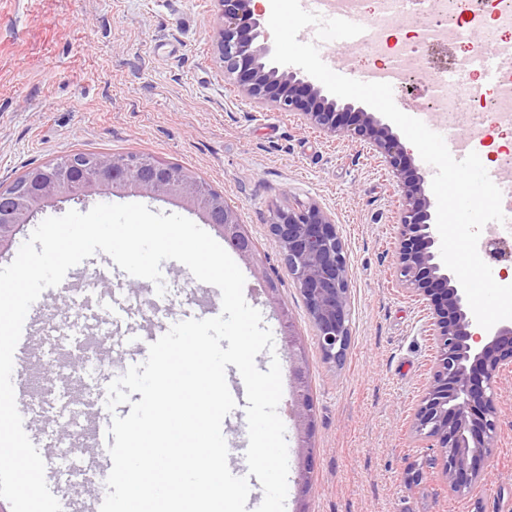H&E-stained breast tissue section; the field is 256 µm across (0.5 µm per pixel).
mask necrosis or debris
<instances>
[{"mask_svg":"<svg viewBox=\"0 0 512 512\" xmlns=\"http://www.w3.org/2000/svg\"><path fill=\"white\" fill-rule=\"evenodd\" d=\"M413 0H336L337 10L363 21H373L369 43L377 59L376 71H389L409 79L427 69L425 48L463 35L477 27L512 28V0H421L431 17L416 31L393 28L392 20L406 14ZM480 56L477 46H467L454 67L440 77L432 92L433 108L444 110L449 120L466 119L472 128L484 124L486 108L512 122V60L503 61L491 98L474 96L467 79Z\"/></svg>","mask_w":512,"mask_h":512,"instance_id":"4bbe7bcc","label":"necrosis or debris"}]
</instances>
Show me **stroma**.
I'll return each mask as SVG.
<instances>
[{
  "label": "stroma",
  "mask_w": 512,
  "mask_h": 512,
  "mask_svg": "<svg viewBox=\"0 0 512 512\" xmlns=\"http://www.w3.org/2000/svg\"><path fill=\"white\" fill-rule=\"evenodd\" d=\"M214 0H0V186L77 151L140 152L182 165L234 207L277 284L275 300L245 276L246 302L274 337L255 358L287 364L283 326L307 350L314 467L300 476L297 431L287 426L286 512H512V365L497 384L498 432L487 480L449 493L425 464L436 447L411 422L436 348L426 314L399 284L394 233L400 193L383 162L302 116L250 100L224 78L214 54ZM364 43L324 41L336 73L364 72ZM315 204L334 219L349 266L351 341L326 360L298 285L269 231L277 209ZM182 263L165 266V294L128 284L159 322L218 311L220 290L194 284ZM422 483L407 487L410 467Z\"/></svg>",
  "instance_id": "obj_1"
}]
</instances>
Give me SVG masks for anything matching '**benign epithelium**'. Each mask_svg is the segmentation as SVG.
I'll return each instance as SVG.
<instances>
[{"mask_svg": "<svg viewBox=\"0 0 512 512\" xmlns=\"http://www.w3.org/2000/svg\"><path fill=\"white\" fill-rule=\"evenodd\" d=\"M215 2L221 19L216 46L225 79L258 103H272L332 136L360 144L380 157L397 179L401 188L394 241L397 273L403 285L429 307L437 344L436 361L416 406L412 431L438 445L434 465L448 491L470 493L483 480L484 464L497 436L496 384L500 368L512 363V323L501 324L484 336L476 333L479 324L466 306L461 284L438 260L430 224L432 202L424 180L389 125L372 112L339 102L307 77L279 68L272 61L267 32L252 8L253 0ZM135 163L134 158L70 157L40 167L7 189L0 187V199L9 202L11 214L9 223L0 224V253L11 249L20 227L53 199L135 193L177 199L189 210L199 208L204 187L195 176L175 173L156 160L139 169ZM75 182L79 184L76 193L72 192ZM208 213L207 223L253 264L263 291L275 298L276 288L254 262L237 211L219 197ZM269 228L313 318L319 350L327 360L341 361L350 343L349 266L335 222L311 204L277 211ZM286 347L297 384L287 406L299 434L306 473L313 453L306 347L291 329Z\"/></svg>", "mask_w": 512, "mask_h": 512, "instance_id": "benign-epithelium-1", "label": "benign epithelium"}]
</instances>
